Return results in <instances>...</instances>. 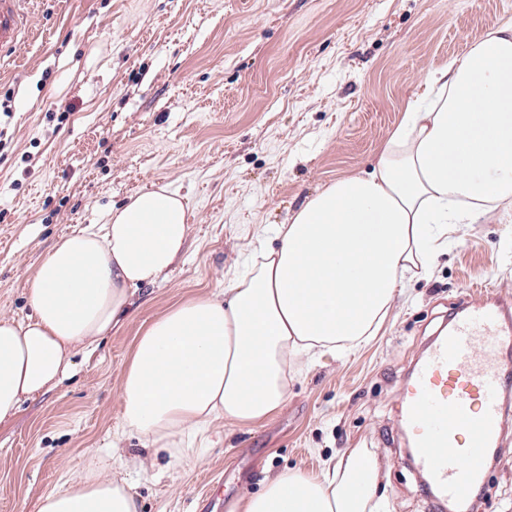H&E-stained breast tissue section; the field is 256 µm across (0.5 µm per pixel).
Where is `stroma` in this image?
I'll return each mask as SVG.
<instances>
[{"instance_id":"stroma-1","label":"stroma","mask_w":512,"mask_h":512,"mask_svg":"<svg viewBox=\"0 0 512 512\" xmlns=\"http://www.w3.org/2000/svg\"><path fill=\"white\" fill-rule=\"evenodd\" d=\"M512 0H41L33 40L0 66V315L31 313L33 274L61 236L103 224L134 192L187 195L182 254L137 289L124 325L78 346L69 376L0 425V512L39 498L117 451L141 512H232L265 480L320 473L374 452L382 512H440L408 456L398 394L453 300L512 295V202L448 231L406 276L358 351L293 365L264 422L215 421L199 459L123 434L124 364L174 303L223 290L243 257L275 247L273 225L336 180L370 172L428 70L462 57ZM478 512H512V414Z\"/></svg>"}]
</instances>
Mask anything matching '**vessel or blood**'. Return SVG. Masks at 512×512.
Returning <instances> with one entry per match:
<instances>
[{"label":"vessel or blood","instance_id":"1","mask_svg":"<svg viewBox=\"0 0 512 512\" xmlns=\"http://www.w3.org/2000/svg\"><path fill=\"white\" fill-rule=\"evenodd\" d=\"M29 0H0V51L20 45ZM401 420L411 457L439 502L469 504L512 400V299L461 298L404 384Z\"/></svg>","mask_w":512,"mask_h":512}]
</instances>
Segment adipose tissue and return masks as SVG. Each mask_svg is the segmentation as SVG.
I'll use <instances>...</instances> for the list:
<instances>
[{
  "label": "adipose tissue",
  "instance_id": "adipose-tissue-1",
  "mask_svg": "<svg viewBox=\"0 0 512 512\" xmlns=\"http://www.w3.org/2000/svg\"><path fill=\"white\" fill-rule=\"evenodd\" d=\"M512 198V17L467 55L429 70L373 169L341 179L275 225L278 248L222 296L185 299L137 338L121 383L124 432L177 455L216 419L250 426L281 407L294 357L357 349L407 272L430 265L449 225ZM188 205L165 186L62 238L38 266L26 319L0 316V424L61 382L72 351L118 324L138 287L181 255ZM376 457L352 448L323 478L285 471L236 512H375ZM37 512H139L112 457L42 495Z\"/></svg>",
  "mask_w": 512,
  "mask_h": 512
}]
</instances>
